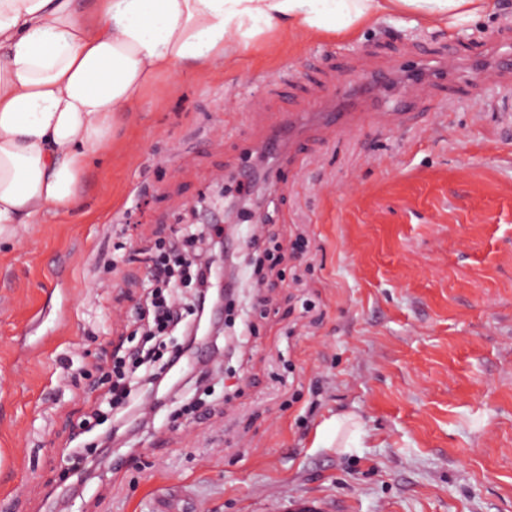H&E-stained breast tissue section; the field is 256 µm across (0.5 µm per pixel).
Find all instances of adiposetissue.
I'll return each mask as SVG.
<instances>
[{"mask_svg": "<svg viewBox=\"0 0 512 512\" xmlns=\"http://www.w3.org/2000/svg\"><path fill=\"white\" fill-rule=\"evenodd\" d=\"M490 0H0V236L67 212L115 113L174 71L232 63L251 40L356 33L382 15L458 25Z\"/></svg>", "mask_w": 512, "mask_h": 512, "instance_id": "obj_1", "label": "adipose tissue"}]
</instances>
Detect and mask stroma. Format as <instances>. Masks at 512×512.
I'll return each instance as SVG.
<instances>
[{
  "instance_id": "obj_1",
  "label": "stroma",
  "mask_w": 512,
  "mask_h": 512,
  "mask_svg": "<svg viewBox=\"0 0 512 512\" xmlns=\"http://www.w3.org/2000/svg\"><path fill=\"white\" fill-rule=\"evenodd\" d=\"M491 3L452 29L268 31L182 71L118 118L68 213L0 240V512H512V73L403 87L408 113L332 138L309 125L284 205L266 157L241 152L363 67L512 46V0ZM225 210L263 219L261 249L284 257L263 305L245 241L225 257L235 336L204 337L211 359L185 360L136 429L80 434L155 243ZM347 413L352 447L318 445ZM91 443L85 482L67 479ZM353 417L349 415H336L326 420L318 429L317 441L330 447L340 437L341 433L351 426H355Z\"/></svg>"
}]
</instances>
